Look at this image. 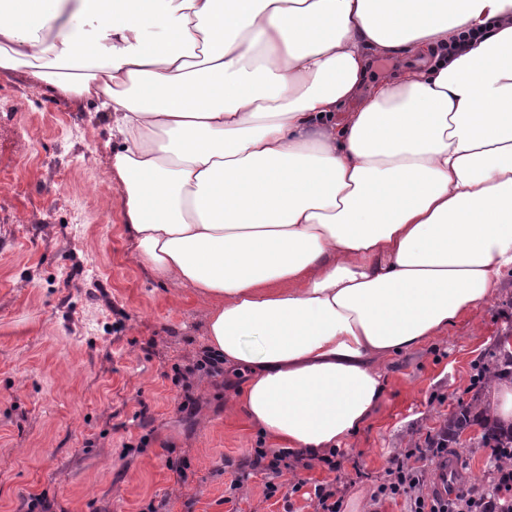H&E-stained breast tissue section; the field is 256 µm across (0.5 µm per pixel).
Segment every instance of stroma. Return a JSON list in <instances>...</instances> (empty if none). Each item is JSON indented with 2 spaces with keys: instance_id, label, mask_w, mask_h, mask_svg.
I'll list each match as a JSON object with an SVG mask.
<instances>
[{
  "instance_id": "1",
  "label": "stroma",
  "mask_w": 512,
  "mask_h": 512,
  "mask_svg": "<svg viewBox=\"0 0 512 512\" xmlns=\"http://www.w3.org/2000/svg\"><path fill=\"white\" fill-rule=\"evenodd\" d=\"M121 148L98 103L54 97L27 71L0 76V512H24L41 492L63 512H142L152 500L168 512H313L309 493L326 482L344 512H407L379 492L388 460L487 403L481 375L512 336V271L487 304L385 361L384 397L335 467L235 488L241 459L269 441L224 408L242 373L197 370L207 342L193 289L133 259L105 180ZM481 434L469 426L450 447L459 489L477 497L496 475ZM269 482L279 496L266 498Z\"/></svg>"
}]
</instances>
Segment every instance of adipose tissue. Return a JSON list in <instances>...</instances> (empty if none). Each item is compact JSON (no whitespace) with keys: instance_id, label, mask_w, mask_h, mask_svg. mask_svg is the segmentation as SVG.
Listing matches in <instances>:
<instances>
[{"instance_id":"1","label":"adipose tissue","mask_w":512,"mask_h":512,"mask_svg":"<svg viewBox=\"0 0 512 512\" xmlns=\"http://www.w3.org/2000/svg\"><path fill=\"white\" fill-rule=\"evenodd\" d=\"M22 69L111 109L132 255L275 448L327 458L512 269V0H0Z\"/></svg>"}]
</instances>
